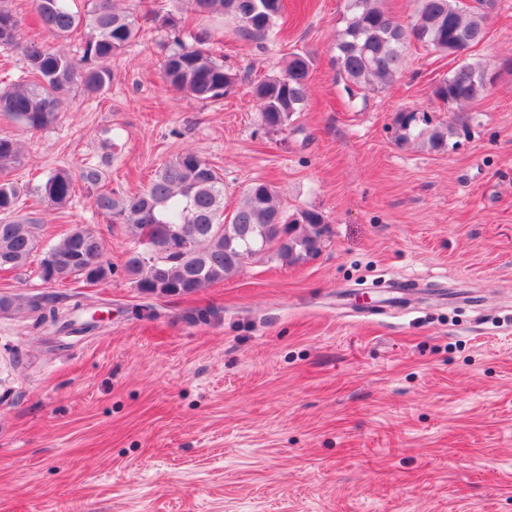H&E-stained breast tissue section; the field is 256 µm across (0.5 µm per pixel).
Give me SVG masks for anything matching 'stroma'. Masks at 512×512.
I'll return each mask as SVG.
<instances>
[{
    "label": "stroma",
    "mask_w": 512,
    "mask_h": 512,
    "mask_svg": "<svg viewBox=\"0 0 512 512\" xmlns=\"http://www.w3.org/2000/svg\"><path fill=\"white\" fill-rule=\"evenodd\" d=\"M345 15L346 0H285L266 51L215 29L238 76L217 102L164 83L162 32L114 57L111 89L73 94L50 128L0 115L29 186L101 162L108 130L102 186L118 195L191 147L223 177L227 209L265 181L327 226L312 259L259 254L158 297L126 276L131 242L87 190L60 213L24 204L47 243L91 225L113 272L90 287L0 271V292L103 316L65 335L0 314V512H512V0L467 53L495 73L467 105L434 99L455 63L412 45L391 87L349 96L335 63ZM296 52L313 59L309 97L273 130L250 86ZM402 111L418 116L405 142ZM438 125L451 134L434 151L421 133Z\"/></svg>",
    "instance_id": "35a3bbf8"
}]
</instances>
